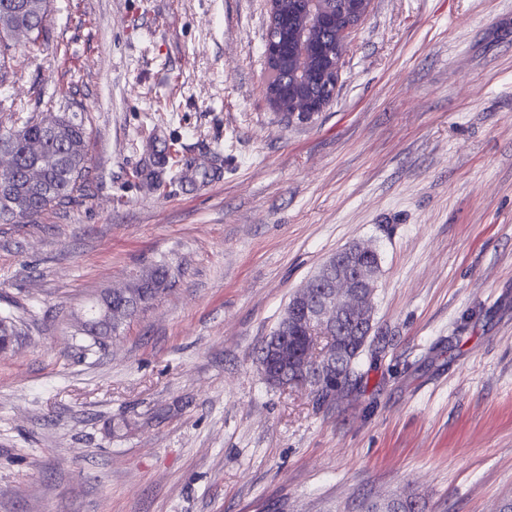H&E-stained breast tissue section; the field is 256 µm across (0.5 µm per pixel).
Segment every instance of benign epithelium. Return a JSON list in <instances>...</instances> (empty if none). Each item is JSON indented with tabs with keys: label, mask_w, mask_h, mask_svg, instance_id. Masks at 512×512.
I'll return each instance as SVG.
<instances>
[{
	"label": "benign epithelium",
	"mask_w": 512,
	"mask_h": 512,
	"mask_svg": "<svg viewBox=\"0 0 512 512\" xmlns=\"http://www.w3.org/2000/svg\"><path fill=\"white\" fill-rule=\"evenodd\" d=\"M302 20L299 27L289 28L288 17L281 10V0H267L270 16L269 36L265 44L267 71L263 92L268 103L276 109L289 108L315 116L331 101L343 63L344 50L350 34L368 17L371 0H301ZM330 29L338 34L328 43L320 32ZM11 156L0 153V196L14 192ZM356 253L370 255L374 250L360 243H352L333 254L323 266L327 279L326 290L314 309H300L309 289L315 282H307L296 301L287 309L285 319L298 321L310 331L321 332L343 322L372 326L373 297L381 273L380 264L361 265L348 260ZM128 300L133 296L132 286L110 290L91 303L92 310L74 317L76 326L86 329L95 322L107 326L126 319L124 307L112 305V296ZM334 342L332 336L318 335L313 342L295 352L281 344L272 349L271 359L292 368L297 384L309 386L313 375L328 369L320 353V342Z\"/></svg>",
	"instance_id": "benign-epithelium-1"
}]
</instances>
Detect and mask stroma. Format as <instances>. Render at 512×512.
I'll return each mask as SVG.
<instances>
[{
  "label": "stroma",
  "instance_id": "1",
  "mask_svg": "<svg viewBox=\"0 0 512 512\" xmlns=\"http://www.w3.org/2000/svg\"><path fill=\"white\" fill-rule=\"evenodd\" d=\"M266 0H54L0 85L81 111L83 197L0 222V512H500L512 500V0H372L311 122L263 91ZM381 276L361 382L255 356L336 250ZM104 345L72 317L155 262ZM169 268L165 264H155L141 273L142 286L149 293L148 301L143 305V309L150 301L163 291L169 279ZM140 309V310H141ZM139 310V311H140Z\"/></svg>",
  "mask_w": 512,
  "mask_h": 512
}]
</instances>
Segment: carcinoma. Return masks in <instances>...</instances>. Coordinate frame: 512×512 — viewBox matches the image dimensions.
<instances>
[{"label":"carcinoma","instance_id":"obj_1","mask_svg":"<svg viewBox=\"0 0 512 512\" xmlns=\"http://www.w3.org/2000/svg\"><path fill=\"white\" fill-rule=\"evenodd\" d=\"M50 10V0H0V84L16 74L11 65V50L19 39L31 46L39 45L45 21ZM0 150L11 155L15 164L14 181L18 193L7 204L0 199V221L31 223L44 211L67 204L81 194L90 173L88 133L84 115L80 112L57 114L42 111L28 117L17 126L0 130ZM37 164V180L28 177L31 164ZM168 266L156 264L141 273L142 287L153 300L167 286ZM295 344L305 343L307 331L297 324L285 329L275 328L260 348L258 359L271 351L283 336ZM336 370L316 381L323 394L330 396L331 384L340 379L341 384L355 385L356 364L369 340L368 329L352 328L346 333L336 332ZM366 512H422L419 504L411 499H392L373 503Z\"/></svg>","mask_w":512,"mask_h":512}]
</instances>
